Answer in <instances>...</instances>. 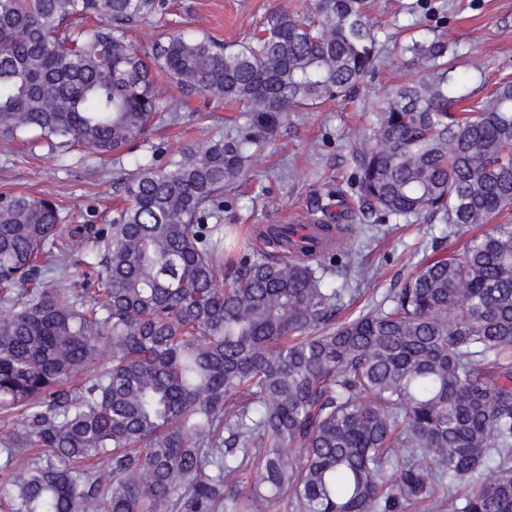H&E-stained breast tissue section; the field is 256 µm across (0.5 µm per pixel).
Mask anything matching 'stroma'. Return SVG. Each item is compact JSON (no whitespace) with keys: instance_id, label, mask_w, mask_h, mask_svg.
Listing matches in <instances>:
<instances>
[{"instance_id":"1","label":"stroma","mask_w":512,"mask_h":512,"mask_svg":"<svg viewBox=\"0 0 512 512\" xmlns=\"http://www.w3.org/2000/svg\"><path fill=\"white\" fill-rule=\"evenodd\" d=\"M166 14L131 22L128 39L151 52L162 33L192 29L235 44L252 39L269 16L280 10L305 13L310 0H168ZM370 21L379 33L374 74L359 84L354 98L332 100L314 112H298L288 120L266 121L244 104L194 96L177 124L159 126L141 143L142 154L165 161L170 154L205 139L255 135L248 176L226 187L224 226L238 227L248 253L261 245L251 230L259 224H300L308 211L321 209L335 220V189L347 184L353 154L372 134L376 114L404 82L401 46L405 30L439 36L455 47L452 72L468 78L473 97H482L501 78L512 76V0H372ZM132 167L126 158L98 162L93 154L66 156L46 145L0 146V192L51 194L60 209L64 231L59 239L69 249L68 230L78 224H107L123 200ZM442 224H398L388 234H351L350 249L359 251L363 271L349 282L336 312L345 319L380 303L416 265L433 257L434 240L448 250L469 238L461 231L443 238Z\"/></svg>"}]
</instances>
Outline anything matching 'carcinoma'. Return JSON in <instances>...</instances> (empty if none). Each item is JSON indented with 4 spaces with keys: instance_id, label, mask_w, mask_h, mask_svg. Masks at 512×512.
<instances>
[{
    "instance_id": "carcinoma-1",
    "label": "carcinoma",
    "mask_w": 512,
    "mask_h": 512,
    "mask_svg": "<svg viewBox=\"0 0 512 512\" xmlns=\"http://www.w3.org/2000/svg\"><path fill=\"white\" fill-rule=\"evenodd\" d=\"M370 0H312L249 43L127 24L159 0H0V144L122 152L185 96L294 112L349 97L377 60ZM354 153L344 220L512 214V80L470 102L438 36ZM249 132L137 159L110 223L81 224L88 271L58 242L51 195L0 193V512H512V223L420 263L376 308L335 323L354 253L297 250L292 224L224 269L211 224L247 175Z\"/></svg>"
}]
</instances>
